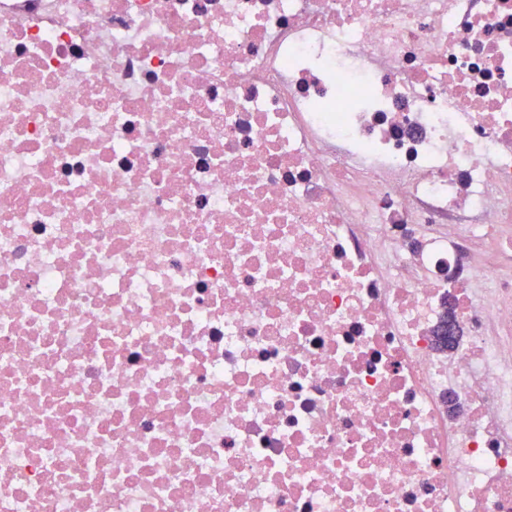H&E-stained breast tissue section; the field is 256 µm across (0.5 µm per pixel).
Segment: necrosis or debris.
<instances>
[{
  "instance_id": "obj_1",
  "label": "necrosis or debris",
  "mask_w": 512,
  "mask_h": 512,
  "mask_svg": "<svg viewBox=\"0 0 512 512\" xmlns=\"http://www.w3.org/2000/svg\"><path fill=\"white\" fill-rule=\"evenodd\" d=\"M493 255L512 0H0V512H512Z\"/></svg>"
}]
</instances>
